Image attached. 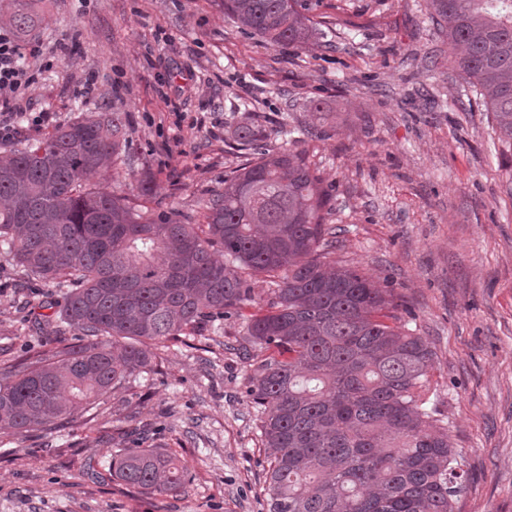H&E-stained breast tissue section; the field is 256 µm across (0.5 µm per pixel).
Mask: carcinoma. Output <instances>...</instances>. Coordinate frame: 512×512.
I'll use <instances>...</instances> for the list:
<instances>
[{"mask_svg": "<svg viewBox=\"0 0 512 512\" xmlns=\"http://www.w3.org/2000/svg\"><path fill=\"white\" fill-rule=\"evenodd\" d=\"M12 0L21 37L45 22ZM464 91L494 117L512 194V0H427ZM224 14L273 46L316 34L302 0H224ZM128 116H79L46 139L0 154V252L29 282L58 288L45 335L0 366V425L55 431L96 413L115 389L153 371L171 341L224 318L264 352L248 395L270 460L268 512H454L466 460L448 419L427 409L434 352L404 329L391 291L333 267L331 196L304 155L270 150L263 127L238 126L250 151L224 190L193 213L153 211L88 183L124 163ZM224 252V260L215 257ZM272 295L255 312L253 285ZM74 333V338L65 339ZM113 477L145 494L191 481L175 452L117 449Z\"/></svg>", "mask_w": 512, "mask_h": 512, "instance_id": "1", "label": "carcinoma"}]
</instances>
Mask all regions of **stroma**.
Here are the masks:
<instances>
[{
  "instance_id": "obj_1",
  "label": "stroma",
  "mask_w": 512,
  "mask_h": 512,
  "mask_svg": "<svg viewBox=\"0 0 512 512\" xmlns=\"http://www.w3.org/2000/svg\"><path fill=\"white\" fill-rule=\"evenodd\" d=\"M322 37L272 47L224 0H39L32 39L68 52L22 100L51 126L19 128L0 151L45 139L84 112L129 115L132 164L93 185L152 209L202 213L242 156L233 130L259 116L265 145L299 152L331 194L335 258L393 291L433 351L432 401L468 462L455 512H512V194L492 116L456 106L462 79L425 0H306ZM95 96L77 94L87 77ZM18 270L0 264V363L37 339ZM257 350L239 319L223 335L159 353L149 379L112 392L85 437L0 430V512H268L269 460L246 393ZM176 451L193 480L148 495L80 478L132 429Z\"/></svg>"
}]
</instances>
